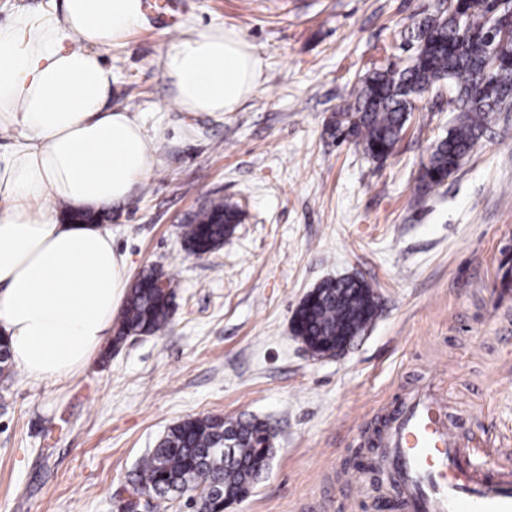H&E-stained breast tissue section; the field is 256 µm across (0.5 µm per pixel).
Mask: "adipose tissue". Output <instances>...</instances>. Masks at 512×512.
I'll use <instances>...</instances> for the list:
<instances>
[{"instance_id":"1","label":"adipose tissue","mask_w":512,"mask_h":512,"mask_svg":"<svg viewBox=\"0 0 512 512\" xmlns=\"http://www.w3.org/2000/svg\"><path fill=\"white\" fill-rule=\"evenodd\" d=\"M144 21L142 0H62L0 25V336L29 379L84 369L128 286L126 262L99 224L58 221L54 205L124 201L153 170L143 125L109 108L112 71L99 50ZM187 112H232L262 63L235 31L190 29L162 59Z\"/></svg>"}]
</instances>
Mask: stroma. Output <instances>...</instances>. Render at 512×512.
I'll list each match as a JSON object with an SVG mask.
<instances>
[{"label":"stroma","mask_w":512,"mask_h":512,"mask_svg":"<svg viewBox=\"0 0 512 512\" xmlns=\"http://www.w3.org/2000/svg\"><path fill=\"white\" fill-rule=\"evenodd\" d=\"M100 55L110 104L145 128L151 177L107 226L129 277L175 278L170 323L103 345L77 374L0 378V512H124L148 448L189 418L257 417L273 454L228 512H397L369 447L387 409L433 382L472 462L512 467V314L492 291L512 261V112L444 185L417 188L451 112L430 98L383 163L332 135L334 112L373 63L406 64L402 30L434 0H185ZM236 31L263 65L237 111L175 105L162 57L194 27ZM244 220L218 250L182 226L212 198ZM355 275L377 319L342 356L311 357L291 330L304 296Z\"/></svg>","instance_id":"obj_1"}]
</instances>
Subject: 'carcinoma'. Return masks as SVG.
Here are the masks:
<instances>
[{
  "instance_id": "obj_1",
  "label": "carcinoma",
  "mask_w": 512,
  "mask_h": 512,
  "mask_svg": "<svg viewBox=\"0 0 512 512\" xmlns=\"http://www.w3.org/2000/svg\"><path fill=\"white\" fill-rule=\"evenodd\" d=\"M504 11L488 0H435L433 10L409 28L407 41L414 49L409 61L368 70L354 89V101L335 113L330 129L362 146L368 159L382 161L393 153L417 102L446 89L448 111L455 113L452 126L433 146L418 178L423 191L443 184L473 152L492 116L512 110V37L497 29ZM242 221L238 206L212 200L183 226V239L192 252L209 253L223 246ZM160 279L174 281L157 264L135 278L114 346L166 329L173 291L153 287ZM378 308V296L365 280H328L297 306L293 331L314 356L321 352L320 342L362 334ZM226 434L234 446L231 457L224 455ZM271 452L269 429L262 422L187 419L172 426L142 459L133 493L149 495L141 505L148 512L183 496L191 512H224L222 492L246 497Z\"/></svg>"
}]
</instances>
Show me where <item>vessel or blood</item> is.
Returning <instances> with one entry per match:
<instances>
[{"instance_id":"b4317fda","label":"vessel or blood","mask_w":512,"mask_h":512,"mask_svg":"<svg viewBox=\"0 0 512 512\" xmlns=\"http://www.w3.org/2000/svg\"><path fill=\"white\" fill-rule=\"evenodd\" d=\"M469 456L428 383L391 410L372 467L390 472L400 512H512V471L486 475Z\"/></svg>"}]
</instances>
